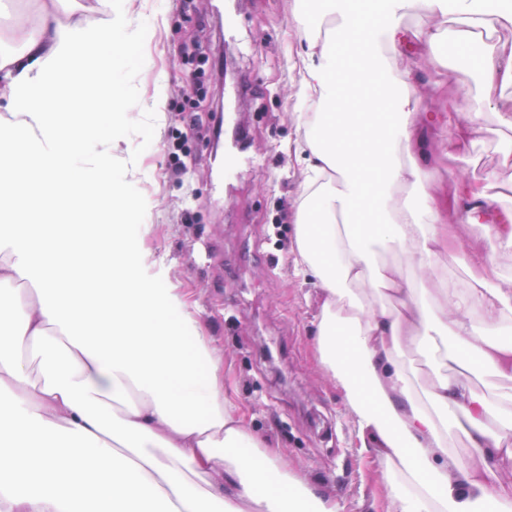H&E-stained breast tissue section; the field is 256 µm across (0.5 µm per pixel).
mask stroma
Here are the masks:
<instances>
[{
	"instance_id": "35a3bbf8",
	"label": "stroma",
	"mask_w": 512,
	"mask_h": 512,
	"mask_svg": "<svg viewBox=\"0 0 512 512\" xmlns=\"http://www.w3.org/2000/svg\"><path fill=\"white\" fill-rule=\"evenodd\" d=\"M215 6L216 0H132L134 24L149 40L130 47L124 29L112 30L123 49L116 89L137 105L112 126L114 174L124 181L129 205L124 235L149 243L156 287L173 284L197 300L209 336L224 352L231 396L250 409L253 429L281 450L285 464L317 490L335 493L341 512H383L392 476L370 465L350 410L311 359L318 293L293 263L303 180L299 4L227 0L229 30ZM418 24L415 14L404 16L397 62L418 71L422 106L434 108L440 104L431 95L434 81L465 89L475 77L467 66L436 73L413 36ZM509 110L512 87L493 89L483 102L480 141L448 158L431 152V164L493 185L512 183V156L496 133L500 113ZM194 114L199 122H191ZM219 124L245 131L260 170L233 180L218 175ZM175 132L187 152L179 177L169 169ZM457 236L435 272L449 291L481 276L512 284V253H495L492 267L472 271L461 254L477 245L476 231L461 224Z\"/></svg>"
}]
</instances>
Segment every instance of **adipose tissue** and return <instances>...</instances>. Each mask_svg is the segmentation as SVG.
Listing matches in <instances>:
<instances>
[{"label": "adipose tissue", "mask_w": 512, "mask_h": 512, "mask_svg": "<svg viewBox=\"0 0 512 512\" xmlns=\"http://www.w3.org/2000/svg\"><path fill=\"white\" fill-rule=\"evenodd\" d=\"M47 0L0 44L12 103L0 114V512H340L254 433L224 388V356L181 289L159 288L122 232L124 185L112 175L116 95L112 27L60 22ZM301 28L330 19L301 57L299 129L307 151L294 215L295 269L319 288L313 353L354 414L361 444L396 477L387 512H512V407L477 378L512 379V289L481 281L452 297L427 285L458 223L512 251V208L488 183L456 179L455 206L428 187L427 146L457 154L480 133L478 100L420 108L413 66H395L406 8L419 40L482 45L483 90L512 87V47L486 43L512 6L481 0H314ZM97 146L84 155L86 142ZM400 186L419 203L394 207ZM406 267L382 266L378 251ZM435 352L415 389L402 348ZM39 360L31 368L22 350ZM461 432L474 455L447 450Z\"/></svg>", "instance_id": "1"}]
</instances>
